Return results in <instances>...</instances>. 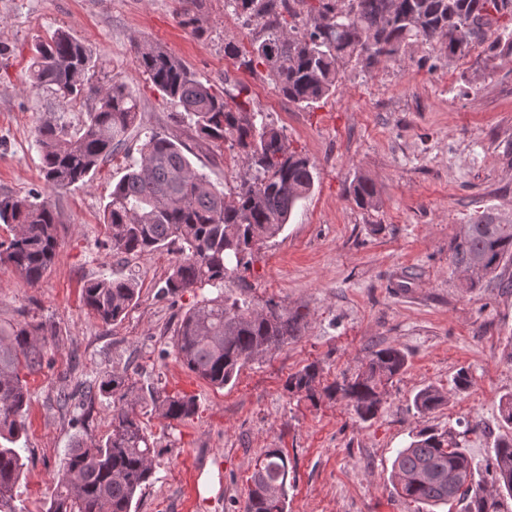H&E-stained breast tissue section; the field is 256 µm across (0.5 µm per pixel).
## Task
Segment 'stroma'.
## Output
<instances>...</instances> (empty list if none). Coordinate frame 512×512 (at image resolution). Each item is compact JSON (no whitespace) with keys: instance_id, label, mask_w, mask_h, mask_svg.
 Masks as SVG:
<instances>
[{"instance_id":"stroma-1","label":"stroma","mask_w":512,"mask_h":512,"mask_svg":"<svg viewBox=\"0 0 512 512\" xmlns=\"http://www.w3.org/2000/svg\"><path fill=\"white\" fill-rule=\"evenodd\" d=\"M182 0H0V193L42 190L58 215L59 247L38 285L0 267V323L52 324L56 344L44 366L23 372L30 392L27 466L15 488L23 512H46L75 439L109 429L112 398L61 402V393L117 373L143 388L194 396L192 419L154 413L141 421L155 445L154 474L135 512H245L257 458L280 448L292 466L287 512H427L400 497L391 479L397 452L424 428L458 432L478 470L502 434L499 405L512 394V291L463 287L449 262L461 225L480 216L512 219V56L489 47L512 16L499 19L462 56L409 40L399 57L364 70L342 65L333 95L304 108L275 89L264 68L248 70L224 54L262 38L224 0H205L206 33L181 27ZM62 29L85 43L104 82L122 78L140 103L127 151L104 160L90 179L52 191L40 176L35 128L54 114L75 119L85 104L30 89L25 71L36 35ZM159 43L201 80L246 85L254 110L315 165V185L284 231L255 253L224 294L275 300L307 316L298 340L247 363L218 388L176 360L182 315L212 288L178 296L161 288L174 254H116L105 245L103 208L146 134L185 142L194 167L218 189L244 175L230 142L204 143L178 123L176 108L139 70L134 44ZM373 179L380 203L363 209L349 194ZM125 275L139 284L126 317L107 325L80 301L84 282ZM393 345L405 371L383 382L378 416L361 421L347 400L317 401L284 388L287 377L318 364L328 385L362 371L375 345ZM468 369V389L454 377ZM428 386L449 402L426 416L413 407Z\"/></svg>"}]
</instances>
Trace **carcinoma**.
Instances as JSON below:
<instances>
[{
  "instance_id": "carcinoma-1",
  "label": "carcinoma",
  "mask_w": 512,
  "mask_h": 512,
  "mask_svg": "<svg viewBox=\"0 0 512 512\" xmlns=\"http://www.w3.org/2000/svg\"><path fill=\"white\" fill-rule=\"evenodd\" d=\"M179 24L201 37L206 33L200 12L203 0ZM246 20L263 21L264 39L241 50L233 42L224 54L249 70L263 66L275 88L302 107L336 92L340 63L368 69L394 59L411 38L436 43L448 51L452 38L465 48L483 38L484 28L512 15V0H227ZM139 69L179 108L182 121L210 143L232 141L247 175L234 190L217 189L199 173L182 145L150 134L139 145V159L112 187L103 210L107 245L124 254L167 251L176 260L162 287L164 294L190 288L217 289L181 318L174 339L176 358L198 378L224 387L249 361L259 360L297 339L307 315L269 300L256 308L244 298L233 301L221 288L248 269L259 243L278 236L314 187L313 165L247 98L202 82L180 58L151 42L138 43ZM97 61L91 50L64 30H56L32 47L27 68L30 86L63 100L93 102L75 129L64 117L45 119L36 129L44 184L62 190L95 173L99 164L122 149L140 115L139 101L127 83L114 78L92 81ZM363 208L379 205L376 183L356 178L350 186ZM0 266L18 273L32 286L53 264L59 246L56 212L39 192L26 196L0 193ZM449 260L466 288L495 284L512 288V224L486 216L461 225ZM138 284L127 278H99L83 285L84 305L105 324L121 321L135 305ZM55 330L42 321L0 324V512H22L13 490L25 462L14 444L26 432L29 390L19 368L40 369L54 344ZM407 356L399 348L371 352L365 370L351 380L323 388L330 398L341 395L363 422L378 415L382 381L401 374ZM320 369L310 364L290 375L285 387L316 400ZM112 396L109 431L101 438L78 439L68 450L47 512H132L133 502L153 475V448L139 411L184 421L196 414L195 398L145 390L124 376H110L82 391L92 401L95 391ZM448 393L427 386L413 399L425 416L448 403ZM490 481L476 478V468L448 434L421 430L398 451L392 480L399 494L431 507L457 501L462 512H499L512 499V435L494 441ZM290 476L288 459L268 448L250 477L246 512H286Z\"/></svg>"
}]
</instances>
